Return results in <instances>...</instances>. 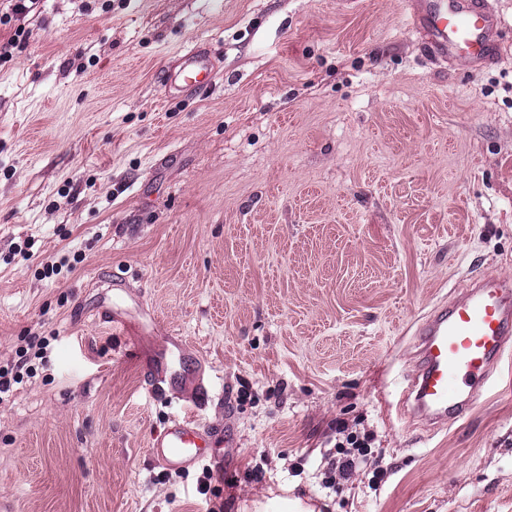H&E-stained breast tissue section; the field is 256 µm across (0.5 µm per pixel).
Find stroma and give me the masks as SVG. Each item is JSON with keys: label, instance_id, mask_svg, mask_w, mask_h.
Here are the masks:
<instances>
[{"label": "stroma", "instance_id": "35a3bbf8", "mask_svg": "<svg viewBox=\"0 0 512 512\" xmlns=\"http://www.w3.org/2000/svg\"><path fill=\"white\" fill-rule=\"evenodd\" d=\"M501 53L434 58L406 0H39L0 65V512H512V358L431 427L399 402L415 333L512 277V0ZM204 42L205 93L161 75ZM57 273L44 275L45 262ZM167 359L149 392L128 340ZM220 463L148 452L196 378ZM372 435L329 481L337 425ZM36 337L30 339L27 347H21L19 350V361L12 369H0V398L2 393L7 394L10 392L13 383L20 382L21 370L31 360V356L35 358H42L44 354L43 349L46 348L47 343L44 339H37ZM15 369V370H14Z\"/></svg>", "mask_w": 512, "mask_h": 512}]
</instances>
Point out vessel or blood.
I'll return each mask as SVG.
<instances>
[{
  "mask_svg": "<svg viewBox=\"0 0 512 512\" xmlns=\"http://www.w3.org/2000/svg\"><path fill=\"white\" fill-rule=\"evenodd\" d=\"M410 21L426 38L431 53L465 64H489L500 18L490 0H411ZM216 78L206 49L181 58L178 75L165 79L167 93L210 89ZM418 364L403 391L409 413L443 425L459 418L495 385L494 374L512 353V279L472 278L447 305L431 311L418 329ZM211 434L197 421L196 409L174 417L155 435L149 450L167 469H181L205 458Z\"/></svg>",
  "mask_w": 512,
  "mask_h": 512,
  "instance_id": "b4317fda",
  "label": "vessel or blood"
}]
</instances>
